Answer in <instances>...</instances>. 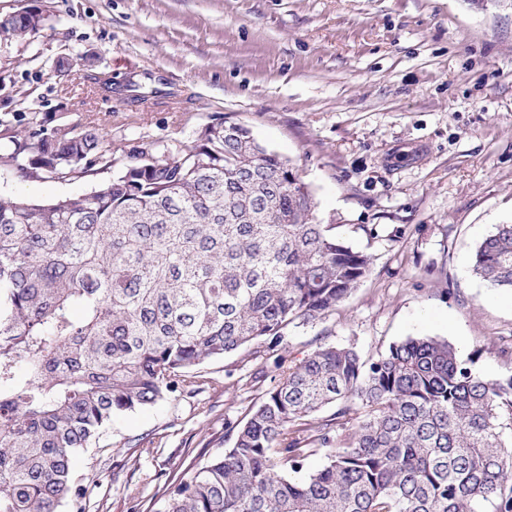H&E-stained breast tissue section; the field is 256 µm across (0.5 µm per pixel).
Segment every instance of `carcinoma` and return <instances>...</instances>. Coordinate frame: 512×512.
Here are the masks:
<instances>
[{"label":"carcinoma","mask_w":512,"mask_h":512,"mask_svg":"<svg viewBox=\"0 0 512 512\" xmlns=\"http://www.w3.org/2000/svg\"><path fill=\"white\" fill-rule=\"evenodd\" d=\"M38 29L1 18L0 40ZM18 122L0 116V166L23 177L117 164L94 125ZM226 124L159 156L133 148L85 194L0 199V512H83L77 457L114 417L197 391L207 361L264 358L369 276L289 162ZM473 272L512 290V224ZM276 366L233 446L163 486L164 512H512V376L428 336L368 358L322 342Z\"/></svg>","instance_id":"obj_1"}]
</instances>
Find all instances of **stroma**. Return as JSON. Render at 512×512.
<instances>
[{
  "mask_svg": "<svg viewBox=\"0 0 512 512\" xmlns=\"http://www.w3.org/2000/svg\"><path fill=\"white\" fill-rule=\"evenodd\" d=\"M47 20L0 42V113L94 123L114 153L247 126L311 189L320 223L371 258L325 319L289 328L273 359L202 365L193 393L113 418L77 461L85 512H157L165 483L231 447L238 423L325 341L363 356L448 340L490 378L512 375V292L473 272L476 245L512 224V9L493 0H0ZM68 57L67 77L55 73ZM91 178L0 169V198L41 204ZM261 381H253L254 372Z\"/></svg>",
  "mask_w": 512,
  "mask_h": 512,
  "instance_id": "stroma-1",
  "label": "stroma"
}]
</instances>
